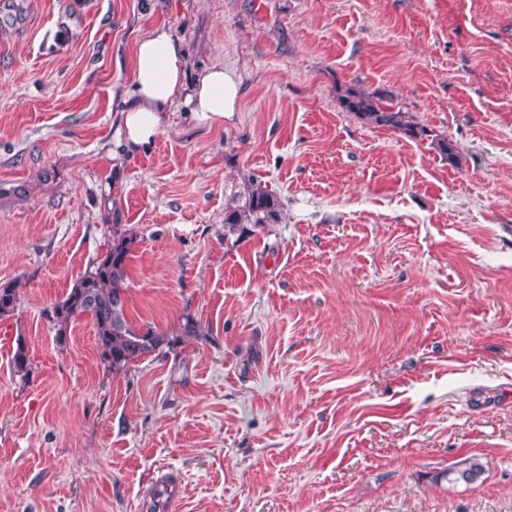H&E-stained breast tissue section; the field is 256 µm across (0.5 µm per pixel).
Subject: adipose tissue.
Returning <instances> with one entry per match:
<instances>
[{"label": "adipose tissue", "instance_id": "adipose-tissue-1", "mask_svg": "<svg viewBox=\"0 0 512 512\" xmlns=\"http://www.w3.org/2000/svg\"><path fill=\"white\" fill-rule=\"evenodd\" d=\"M184 62L180 40L166 28H154L137 40L133 88L120 92L117 101L125 148L138 150L154 144L166 112L180 98L197 119L214 125L223 124L234 113L239 96L236 79L215 66L189 86Z\"/></svg>", "mask_w": 512, "mask_h": 512}]
</instances>
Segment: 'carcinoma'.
Listing matches in <instances>:
<instances>
[{"instance_id": "carcinoma-1", "label": "carcinoma", "mask_w": 512, "mask_h": 512, "mask_svg": "<svg viewBox=\"0 0 512 512\" xmlns=\"http://www.w3.org/2000/svg\"><path fill=\"white\" fill-rule=\"evenodd\" d=\"M338 101L347 112L378 127L402 132L418 139L427 130L410 120L402 109L378 92L347 86L338 93ZM279 219V201L275 194L261 185L253 184L247 190L245 202L240 207L229 208L225 213L224 227L233 233L246 222L255 227L274 224ZM111 241L99 257L89 263L72 288L51 308L45 310V318L55 330L56 339L62 341L73 323L86 317L93 323L100 361L113 373L128 370L137 359L155 352L176 340H198L203 336L198 321L189 313L182 317L176 339L151 327L137 329L129 324L126 315L128 260L135 234L124 225L113 222L107 225ZM20 303L19 282H0V320L15 314ZM10 365L21 381L29 379L33 362L22 337L15 339ZM484 472L476 458L458 462L444 474L452 481L471 484Z\"/></svg>"}]
</instances>
